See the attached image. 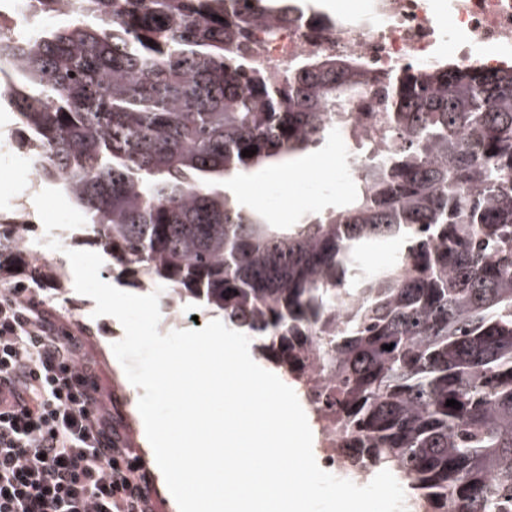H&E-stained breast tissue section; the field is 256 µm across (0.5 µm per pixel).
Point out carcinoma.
<instances>
[{
  "instance_id": "obj_1",
  "label": "carcinoma",
  "mask_w": 512,
  "mask_h": 512,
  "mask_svg": "<svg viewBox=\"0 0 512 512\" xmlns=\"http://www.w3.org/2000/svg\"><path fill=\"white\" fill-rule=\"evenodd\" d=\"M67 2L68 22L0 36V73L26 79L0 96L112 264L247 335L346 478L389 470L406 512H512V68L377 78L390 108L357 194L285 228L224 182L354 124L362 64L255 63L251 32L307 18L299 0ZM29 243L0 224L1 286L62 279Z\"/></svg>"
}]
</instances>
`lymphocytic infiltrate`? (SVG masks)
I'll use <instances>...</instances> for the list:
<instances>
[{"instance_id": "lymphocytic-infiltrate-1", "label": "lymphocytic infiltrate", "mask_w": 512, "mask_h": 512, "mask_svg": "<svg viewBox=\"0 0 512 512\" xmlns=\"http://www.w3.org/2000/svg\"><path fill=\"white\" fill-rule=\"evenodd\" d=\"M0 512H154L79 340L22 288L0 292Z\"/></svg>"}]
</instances>
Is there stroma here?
I'll list each match as a JSON object with an SVG mask.
<instances>
[{
	"label": "stroma",
	"mask_w": 512,
	"mask_h": 512,
	"mask_svg": "<svg viewBox=\"0 0 512 512\" xmlns=\"http://www.w3.org/2000/svg\"><path fill=\"white\" fill-rule=\"evenodd\" d=\"M339 164L335 142L328 139L296 154L289 165L253 170L251 175L235 180L234 191L249 206L268 212L276 223L293 224L300 218L332 210L352 197L354 186L336 183ZM34 195L26 171L9 157L1 155L0 213L22 214L30 226L31 241L38 243L44 241L45 231L33 202ZM62 243L63 251L50 253L51 262L66 271L59 286L38 282L21 274L11 279L10 285L27 289L30 296L55 314L61 327L80 339L85 356L97 368L100 394L124 443L132 448L147 475L156 512H172L169 497L160 491L152 462L139 440L137 403L141 391L128 381L112 351L113 343L123 338L124 329L113 317L94 316V300L76 292L74 279L68 273L70 263L64 254L65 249L95 252L99 245L93 235L82 227L63 231Z\"/></svg>",
	"instance_id": "35a3bbf8"
}]
</instances>
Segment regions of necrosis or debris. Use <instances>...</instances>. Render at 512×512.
I'll list each match as a JSON object with an SVG mask.
<instances>
[{"label": "necrosis or debris", "mask_w": 512, "mask_h": 512, "mask_svg": "<svg viewBox=\"0 0 512 512\" xmlns=\"http://www.w3.org/2000/svg\"><path fill=\"white\" fill-rule=\"evenodd\" d=\"M445 53L462 65H512V0H444L440 6L432 0H355L346 17L281 27L275 40L259 42L257 59L283 69L308 55L354 56L379 77ZM386 110L385 99L374 98L370 115L355 129L336 133L337 153L360 158L362 143Z\"/></svg>", "instance_id": "4bbe7bcc"}]
</instances>
